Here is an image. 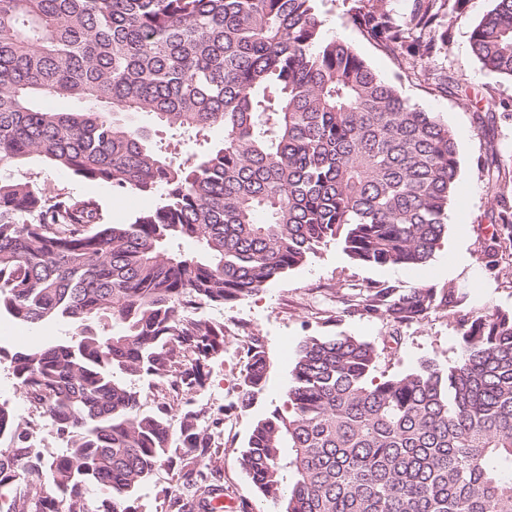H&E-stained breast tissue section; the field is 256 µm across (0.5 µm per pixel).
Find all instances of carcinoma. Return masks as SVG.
Returning a JSON list of instances; mask_svg holds the SVG:
<instances>
[{
	"instance_id": "cac0c4a2",
	"label": "carcinoma",
	"mask_w": 512,
	"mask_h": 512,
	"mask_svg": "<svg viewBox=\"0 0 512 512\" xmlns=\"http://www.w3.org/2000/svg\"><path fill=\"white\" fill-rule=\"evenodd\" d=\"M369 39L423 64L463 0H357ZM473 28L472 50L512 78V0ZM44 97L85 104L52 112ZM142 113L168 140L135 126ZM224 130L213 141L209 132ZM38 160L112 194H157L126 224L100 202L0 174V315L68 335L10 354L15 385L64 442L44 459L0 403V512H144L157 467L179 466L168 512H215L219 422L143 408L136 378L186 394L224 358V322L199 310L258 294L321 246L356 263L424 266L456 190L455 138L346 42L316 0H0V165ZM496 188L486 267L512 243V176ZM192 240L185 252L180 242ZM452 286L367 283L324 319H382L397 333L442 313L457 360L377 376L386 347L345 331L299 343L283 407L258 419L240 464L280 512H512V310L464 308ZM232 409L262 393L267 353L241 346Z\"/></svg>"
}]
</instances>
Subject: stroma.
Here are the masks:
<instances>
[{
    "label": "stroma",
    "mask_w": 512,
    "mask_h": 512,
    "mask_svg": "<svg viewBox=\"0 0 512 512\" xmlns=\"http://www.w3.org/2000/svg\"><path fill=\"white\" fill-rule=\"evenodd\" d=\"M353 5L354 0H317L324 32L351 45L383 79L395 84L410 103L434 113L451 128L457 148V195L448 207L447 245L436 250L423 267L361 266L348 257L340 242L333 241L257 295L202 309V316L224 322V360L215 366L206 388L191 395H169L168 401L176 410L202 404L212 412H223L225 405L235 398L244 369L239 354L243 338L254 336L260 340L269 362L265 389L249 410L225 420L224 450L217 461L221 480L231 496L254 502L257 512H277V507L256 500L240 466L241 452L253 424L282 406L295 348L302 337L323 331L318 311L327 307L336 290L367 282L388 283L403 289L426 282L460 288L467 295L466 306L470 309L489 300L501 308H512V245L500 248L496 271H489L483 262L493 200L484 163L493 153L503 166L512 165V117L505 116L503 110L504 104L512 103V79L483 69L471 49L472 30L493 8V0H465L461 15L449 22L447 48L422 68L409 64L401 51L380 46L364 36L351 20ZM436 73L447 75V87L436 86L432 79ZM18 175L39 187L98 199L108 222L113 224L127 223L133 214L155 209L159 202L155 194L113 196L106 184L81 181L36 161L21 167ZM451 243L463 246L467 265L449 267L447 246ZM400 336L395 355L381 361L379 373H400L427 358L444 366L457 358V327L442 314H430L420 323L403 329Z\"/></svg>",
    "instance_id": "35a3bbf8"
}]
</instances>
